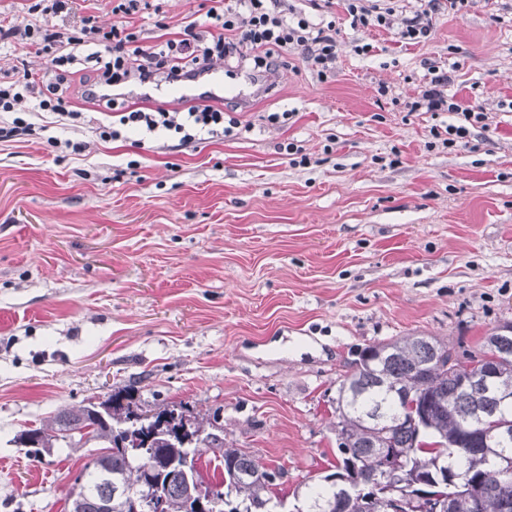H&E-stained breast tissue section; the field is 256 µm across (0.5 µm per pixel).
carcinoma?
Segmentation results:
<instances>
[{
	"label": "carcinoma",
	"mask_w": 512,
	"mask_h": 512,
	"mask_svg": "<svg viewBox=\"0 0 512 512\" xmlns=\"http://www.w3.org/2000/svg\"><path fill=\"white\" fill-rule=\"evenodd\" d=\"M494 335L491 331L484 336L481 354L469 355V362L495 366L503 385L512 388V339L494 343ZM443 346L445 342L432 336L413 335L360 352L338 388L336 471L316 486L299 483L292 492L295 512H390L389 499L400 493L387 482L376 491L339 497L343 481L362 483L378 467L382 448L403 454L408 484L431 497L460 498V512H501L502 501H512V474H502L496 464L498 455L512 456V438L469 453L454 447L466 427L477 434L512 423V404L481 423L474 420V411L485 403V388L477 384L464 390L456 371L433 364L434 348ZM404 392L418 396V408L428 414L425 426L419 430L406 417L393 419L387 428L372 425L375 416L407 412ZM107 402L110 411L103 417L92 416L88 405L66 406L50 423L20 434V441L34 448H50L59 440L70 447L91 441L99 445L93 465H84L82 482L69 490L68 512H132V499L155 495L164 501V512H195L191 495L198 485L224 495L220 512H274L282 502L274 491L276 473L239 448L210 446L218 438L213 433L218 412L200 417L165 405L156 409L155 419L141 420V400L130 384L114 389ZM206 452L222 465L219 479L212 482L205 481L197 466ZM154 457L173 469L153 467ZM187 461L189 477L174 473ZM444 469L455 472V487H448ZM472 484L480 488L473 509L468 507Z\"/></svg>",
	"instance_id": "1"
}]
</instances>
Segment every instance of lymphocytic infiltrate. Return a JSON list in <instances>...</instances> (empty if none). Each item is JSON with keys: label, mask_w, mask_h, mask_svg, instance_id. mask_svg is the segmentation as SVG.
Segmentation results:
<instances>
[{"label": "lymphocytic infiltrate", "mask_w": 512, "mask_h": 512, "mask_svg": "<svg viewBox=\"0 0 512 512\" xmlns=\"http://www.w3.org/2000/svg\"><path fill=\"white\" fill-rule=\"evenodd\" d=\"M70 3L36 0L32 11L38 14V21L0 27L1 42L31 47L45 59L39 71L16 69L0 76V112L13 116L8 135L37 136L54 125L87 123L105 142L121 139L130 130L167 131L184 146L202 133L221 140L233 133L224 123L221 108L202 103L184 112H147L119 99L117 91L132 81L174 82L247 53L255 67L268 69L274 64V54L301 51L321 79L327 78L336 64L335 36L328 29L313 27L304 17H287L279 9V0H209L204 20L189 21L179 38L148 47L142 45L129 18L152 14L156 27L164 28L162 0H117L112 12L119 21L108 28L91 13L81 15L71 27L51 24V17L67 10ZM467 4L468 0H419L418 9L404 18L398 35L410 43L423 42L431 33L433 14L441 7L458 12ZM88 45L93 51L85 58V68L73 69L79 50ZM451 81L448 72L432 69L421 100L431 112H461L464 124L448 125L445 132L463 141L471 126L484 122L485 114L481 105L464 108L445 97L444 89ZM84 101L103 106L104 117L87 119L80 107Z\"/></svg>", "instance_id": "f902f5d3"}]
</instances>
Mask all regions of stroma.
<instances>
[{"label":"stroma","mask_w":512,"mask_h":512,"mask_svg":"<svg viewBox=\"0 0 512 512\" xmlns=\"http://www.w3.org/2000/svg\"><path fill=\"white\" fill-rule=\"evenodd\" d=\"M280 4L334 23L336 70L318 79L297 50L223 67L225 140H0V512H65L94 445L36 461L17 438L129 383L219 412L225 447L291 495L334 470L337 388L362 349L422 334L475 353L512 321V0L440 10L419 44L352 27L341 0ZM433 65L484 108L468 142L430 133L460 115L411 108Z\"/></svg>","instance_id":"stroma-1"}]
</instances>
